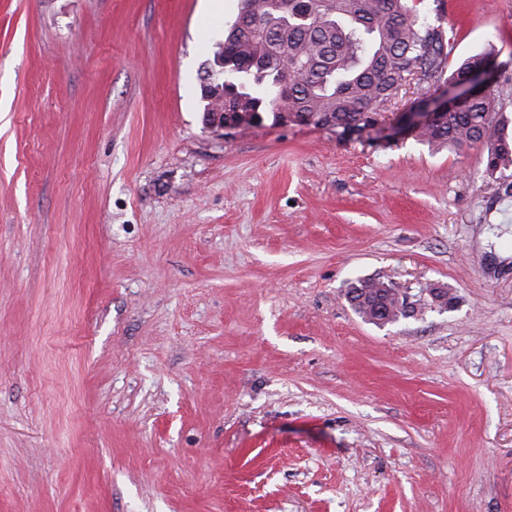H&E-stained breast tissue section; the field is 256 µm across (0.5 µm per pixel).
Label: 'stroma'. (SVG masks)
I'll use <instances>...</instances> for the list:
<instances>
[{"mask_svg":"<svg viewBox=\"0 0 512 512\" xmlns=\"http://www.w3.org/2000/svg\"><path fill=\"white\" fill-rule=\"evenodd\" d=\"M239 7L0 0V512H512V197L394 133L414 79L352 136L208 128ZM418 8L512 59V0ZM405 298H400L390 284L373 280L352 283L346 292V299L354 311L363 320L379 326L413 316L415 307L407 304L409 298ZM380 307L384 308L385 314L380 312ZM384 319L386 321L381 322Z\"/></svg>","mask_w":512,"mask_h":512,"instance_id":"1","label":"stroma"}]
</instances>
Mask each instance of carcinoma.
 I'll return each mask as SVG.
<instances>
[{
  "instance_id": "obj_1",
  "label": "carcinoma",
  "mask_w": 512,
  "mask_h": 512,
  "mask_svg": "<svg viewBox=\"0 0 512 512\" xmlns=\"http://www.w3.org/2000/svg\"><path fill=\"white\" fill-rule=\"evenodd\" d=\"M243 15L224 33V81L238 91L224 111L281 112L312 118L314 125L359 128L380 112L409 78L420 84L456 81L491 64L495 46L448 67L449 41L409 0H306L299 10L286 0H243ZM494 93L488 91L414 129L413 138L434 147H486V170L504 179L512 196V136ZM346 299L365 321L395 323L415 307L382 281L350 285Z\"/></svg>"
}]
</instances>
